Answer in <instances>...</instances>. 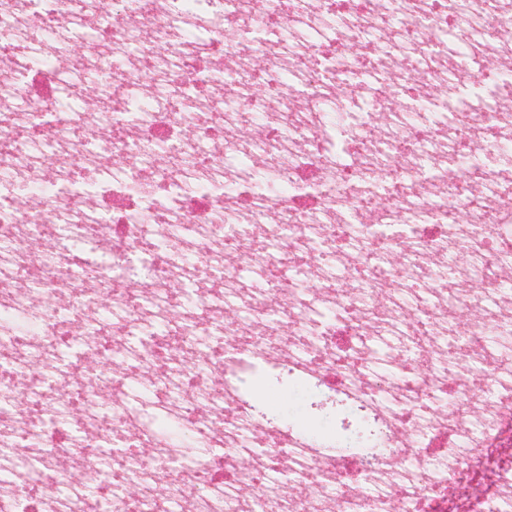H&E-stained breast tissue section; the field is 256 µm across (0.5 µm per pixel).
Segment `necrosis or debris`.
Wrapping results in <instances>:
<instances>
[{"label": "necrosis or debris", "mask_w": 512, "mask_h": 512, "mask_svg": "<svg viewBox=\"0 0 512 512\" xmlns=\"http://www.w3.org/2000/svg\"><path fill=\"white\" fill-rule=\"evenodd\" d=\"M506 145L512 0H0V512H512Z\"/></svg>", "instance_id": "4bbe7bcc"}]
</instances>
